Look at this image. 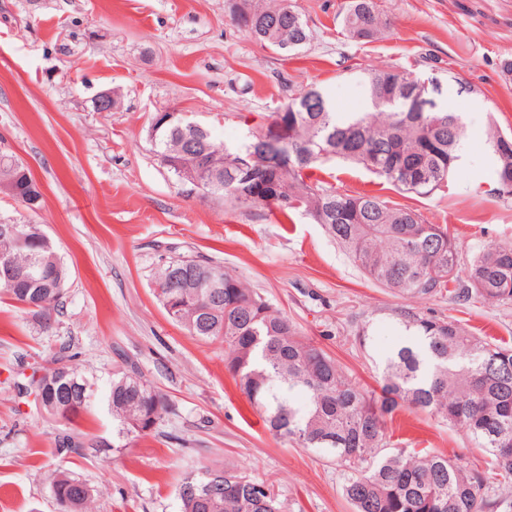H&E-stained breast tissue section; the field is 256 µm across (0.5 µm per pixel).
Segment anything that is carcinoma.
Returning <instances> with one entry per match:
<instances>
[{
  "instance_id": "1",
  "label": "carcinoma",
  "mask_w": 512,
  "mask_h": 512,
  "mask_svg": "<svg viewBox=\"0 0 512 512\" xmlns=\"http://www.w3.org/2000/svg\"><path fill=\"white\" fill-rule=\"evenodd\" d=\"M236 23L256 40L284 53L307 43L302 15L286 3L241 0ZM386 20L373 0H347L342 27L370 41ZM362 112L337 115L312 87L271 115L267 131L239 145L216 141L208 128L184 118L160 127L156 153L175 176L193 161L207 166L198 191L231 211L302 213L325 227L369 278L416 301L451 296L463 304L512 302V243L494 244L473 256L459 275L461 254L441 224L428 223L410 206L377 195L338 191L312 182L307 171L326 161L362 166L397 189L427 196L448 182L463 160L467 137L462 116L444 101L417 117L401 111L398 96L410 86L425 92L432 81L400 69L371 68L358 77ZM488 161L496 183L512 184V139L493 124ZM250 157L259 180L243 183L235 163ZM0 152V191L19 201L42 193L29 169ZM288 198L283 205L281 198ZM42 225H19L0 237V265L27 272L17 284L0 279V293L36 312L45 327L59 310L68 273L57 250L35 240ZM173 261L186 263L177 287L157 298L170 319L201 341L224 343V368L275 436L330 457L343 468V494L355 512H507L512 503L490 491L487 472L512 484V348L492 346L457 322L428 317L414 307L395 311L409 339L381 363L380 392L365 388L323 348L297 331L283 312L218 261L171 257L156 271L163 284ZM455 288H449V284ZM60 347L56 366L31 378L24 390L48 414L50 395H73L70 421L93 406V390ZM108 406L121 434L154 431L168 410L165 397L126 372L112 379ZM400 408L439 416L489 452V471L468 468L447 454L388 449L385 418ZM48 488L65 512H91L94 489L73 471L57 470ZM179 512H283L273 485L234 468L192 471L176 486Z\"/></svg>"
}]
</instances>
